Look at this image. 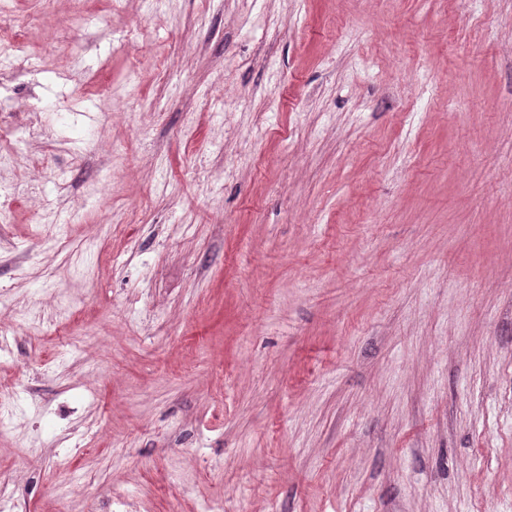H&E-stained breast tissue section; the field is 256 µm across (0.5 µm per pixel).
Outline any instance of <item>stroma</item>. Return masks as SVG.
Returning <instances> with one entry per match:
<instances>
[{"instance_id":"stroma-1","label":"stroma","mask_w":512,"mask_h":512,"mask_svg":"<svg viewBox=\"0 0 512 512\" xmlns=\"http://www.w3.org/2000/svg\"><path fill=\"white\" fill-rule=\"evenodd\" d=\"M0 134V507L512 512V0H0Z\"/></svg>"}]
</instances>
